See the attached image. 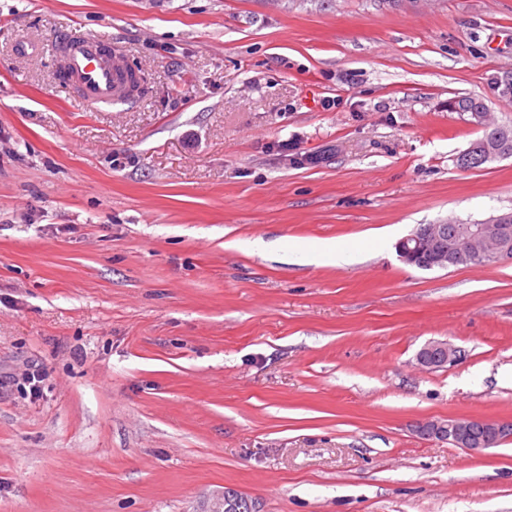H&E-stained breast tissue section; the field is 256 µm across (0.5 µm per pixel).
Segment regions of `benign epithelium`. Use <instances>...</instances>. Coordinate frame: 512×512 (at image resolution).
<instances>
[{
	"instance_id": "obj_1",
	"label": "benign epithelium",
	"mask_w": 512,
	"mask_h": 512,
	"mask_svg": "<svg viewBox=\"0 0 512 512\" xmlns=\"http://www.w3.org/2000/svg\"><path fill=\"white\" fill-rule=\"evenodd\" d=\"M476 154L480 161L492 163L512 156V151L505 147L501 134L496 133L470 145L459 154V160L466 162ZM447 230L446 224H430L424 230L404 237L396 244L398 256L407 264L428 270L454 266L467 258L496 265L512 263V225L505 220L493 218L466 230L459 237L454 253L440 247ZM459 358V350L441 340L425 343L416 355L418 365L426 370L443 368ZM488 430L497 436L512 433V421L490 423L483 419L450 417L427 421L417 427V432L422 436L446 438L455 446L472 452L489 447L488 438L477 435L479 431Z\"/></svg>"
}]
</instances>
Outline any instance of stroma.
<instances>
[{
  "label": "stroma",
  "mask_w": 512,
  "mask_h": 512,
  "mask_svg": "<svg viewBox=\"0 0 512 512\" xmlns=\"http://www.w3.org/2000/svg\"><path fill=\"white\" fill-rule=\"evenodd\" d=\"M70 25L139 102L67 96ZM510 84L512 0H0V512H512V439L415 431L512 421V263L395 249L512 210L448 107L512 125ZM323 241L356 259L291 261ZM460 358L459 350L448 342L432 340L425 343L416 355L418 365L426 370H436ZM488 429L492 430L497 437L501 434L512 433V421H497L490 423L487 420L475 418H454L448 417V420H435L421 423L417 427L420 435L428 438L447 439L459 448L468 451L478 452L483 449L492 448L497 445L489 446L487 435L477 436L478 431L487 434Z\"/></svg>",
  "instance_id": "stroma-1"
}]
</instances>
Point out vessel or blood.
Instances as JSON below:
<instances>
[{
	"mask_svg": "<svg viewBox=\"0 0 512 512\" xmlns=\"http://www.w3.org/2000/svg\"><path fill=\"white\" fill-rule=\"evenodd\" d=\"M52 51L61 62V82L75 101L90 110L132 104L145 93L144 70L131 69L121 47L81 28L58 36Z\"/></svg>",
	"mask_w": 512,
	"mask_h": 512,
	"instance_id": "vessel-or-blood-1",
	"label": "vessel or blood"
}]
</instances>
